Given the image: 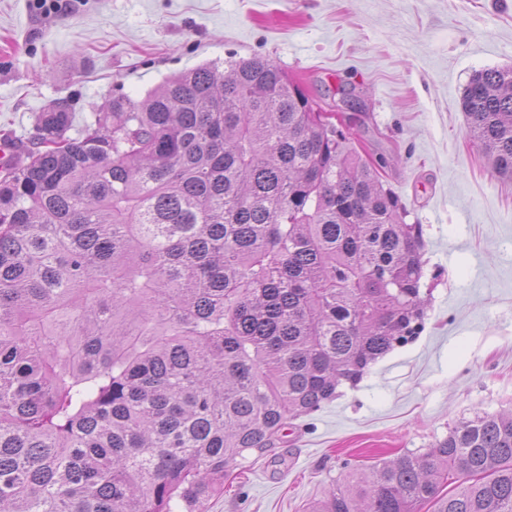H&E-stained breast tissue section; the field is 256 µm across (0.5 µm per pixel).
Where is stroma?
Masks as SVG:
<instances>
[{
    "instance_id": "35a3bbf8",
    "label": "stroma",
    "mask_w": 512,
    "mask_h": 512,
    "mask_svg": "<svg viewBox=\"0 0 512 512\" xmlns=\"http://www.w3.org/2000/svg\"><path fill=\"white\" fill-rule=\"evenodd\" d=\"M274 61L384 155L423 227L428 307L413 341L245 452L208 512H306L348 465L422 453L475 413L512 411V181L466 136L464 89L512 66V0H0V135L29 142L69 98L75 126L214 59Z\"/></svg>"
}]
</instances>
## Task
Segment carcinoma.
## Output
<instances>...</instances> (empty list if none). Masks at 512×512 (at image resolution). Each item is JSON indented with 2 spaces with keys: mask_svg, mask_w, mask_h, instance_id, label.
I'll return each instance as SVG.
<instances>
[{
  "mask_svg": "<svg viewBox=\"0 0 512 512\" xmlns=\"http://www.w3.org/2000/svg\"><path fill=\"white\" fill-rule=\"evenodd\" d=\"M462 106L511 179L512 67ZM72 123L57 100L0 174V512H208L245 451L420 333L422 226L270 60ZM427 503L512 512V413L357 467L310 512Z\"/></svg>",
  "mask_w": 512,
  "mask_h": 512,
  "instance_id": "obj_1",
  "label": "carcinoma"
}]
</instances>
